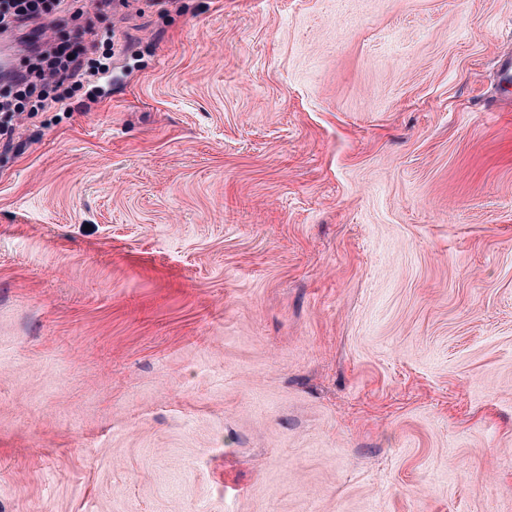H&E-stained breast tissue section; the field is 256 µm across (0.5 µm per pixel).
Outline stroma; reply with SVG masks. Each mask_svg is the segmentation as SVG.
<instances>
[{"mask_svg": "<svg viewBox=\"0 0 512 512\" xmlns=\"http://www.w3.org/2000/svg\"><path fill=\"white\" fill-rule=\"evenodd\" d=\"M99 89L0 147V512H512V0H68Z\"/></svg>", "mask_w": 512, "mask_h": 512, "instance_id": "stroma-1", "label": "stroma"}]
</instances>
